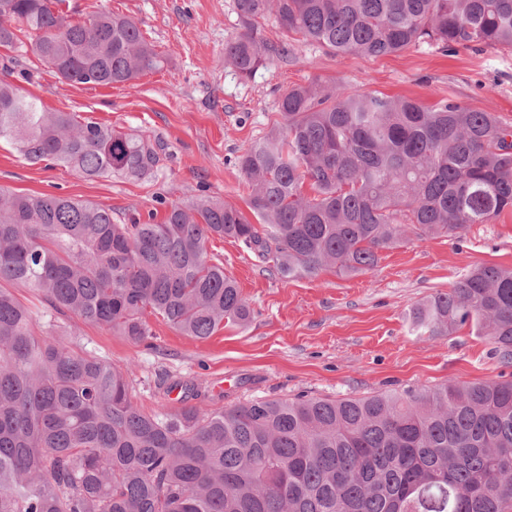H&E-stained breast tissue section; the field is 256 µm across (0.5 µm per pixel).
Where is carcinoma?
<instances>
[{
	"instance_id": "carcinoma-1",
	"label": "carcinoma",
	"mask_w": 512,
	"mask_h": 512,
	"mask_svg": "<svg viewBox=\"0 0 512 512\" xmlns=\"http://www.w3.org/2000/svg\"><path fill=\"white\" fill-rule=\"evenodd\" d=\"M60 0H0V47L74 84H127L163 57L138 25L73 21ZM224 46L242 78L289 39L380 57L427 44L512 49V0H235ZM274 17L283 38L261 36ZM86 178L146 181L151 140L49 112L0 79V141ZM249 208L200 200L159 224H117L93 203L0 192V512H512V380L349 398L252 399L146 413L127 371L77 336L37 335L70 312L141 343L149 320L207 338L250 309L212 237L286 278L373 268L413 232L455 235L512 210V125L314 78L284 91L271 128L238 157ZM310 185L312 194L304 193ZM433 336L469 325L512 363V267L481 263L412 312Z\"/></svg>"
}]
</instances>
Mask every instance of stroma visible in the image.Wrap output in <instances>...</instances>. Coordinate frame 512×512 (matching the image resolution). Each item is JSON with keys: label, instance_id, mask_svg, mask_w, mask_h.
I'll return each mask as SVG.
<instances>
[{"label": "stroma", "instance_id": "stroma-1", "mask_svg": "<svg viewBox=\"0 0 512 512\" xmlns=\"http://www.w3.org/2000/svg\"><path fill=\"white\" fill-rule=\"evenodd\" d=\"M64 9L82 20L103 11L134 20L164 57L163 68L130 84L81 85L34 55L19 59L0 48V78L47 110L158 142L159 172L148 181L88 179L48 161L29 163L4 142L0 189L87 201L110 209L120 224L162 221L171 205L197 198L247 210L236 158L267 131L280 94L312 78L429 106L450 98L512 124V49L445 53L424 44L364 58L297 41L290 61L265 63L243 79L224 62L225 44L242 30L235 0H66ZM207 249L250 306L248 323L225 324L199 340L154 318L149 342L135 344L73 314L59 318L63 330L127 370L143 411L180 408L179 392L161 388L175 379L194 381L200 394L193 406L211 411L254 398H344L512 378L488 337L471 327L431 336L411 321L416 306L448 291L473 265L512 267L511 211L455 236L408 235L381 250L373 269L347 277L326 269L285 279L230 239L212 238Z\"/></svg>", "mask_w": 512, "mask_h": 512}]
</instances>
